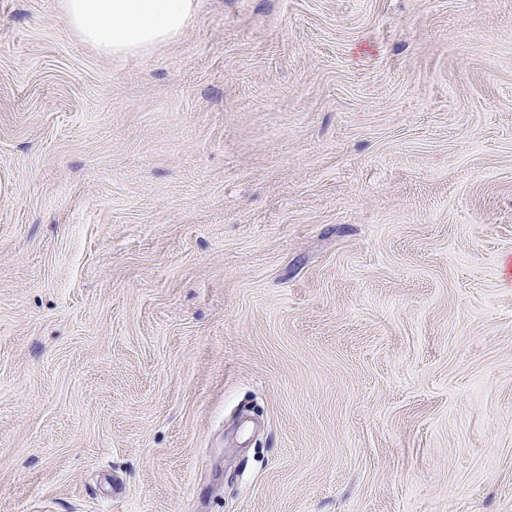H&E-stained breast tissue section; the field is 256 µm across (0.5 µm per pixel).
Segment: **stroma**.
<instances>
[{
    "label": "stroma",
    "instance_id": "stroma-1",
    "mask_svg": "<svg viewBox=\"0 0 512 512\" xmlns=\"http://www.w3.org/2000/svg\"><path fill=\"white\" fill-rule=\"evenodd\" d=\"M0 512H512V0H0ZM194 0H62L69 28L102 55L144 54L176 38Z\"/></svg>",
    "mask_w": 512,
    "mask_h": 512
}]
</instances>
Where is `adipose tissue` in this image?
I'll use <instances>...</instances> for the list:
<instances>
[{"instance_id":"ef3b65f1","label":"adipose tissue","mask_w":512,"mask_h":512,"mask_svg":"<svg viewBox=\"0 0 512 512\" xmlns=\"http://www.w3.org/2000/svg\"><path fill=\"white\" fill-rule=\"evenodd\" d=\"M69 28L100 54H144L176 38L195 0H62Z\"/></svg>"}]
</instances>
